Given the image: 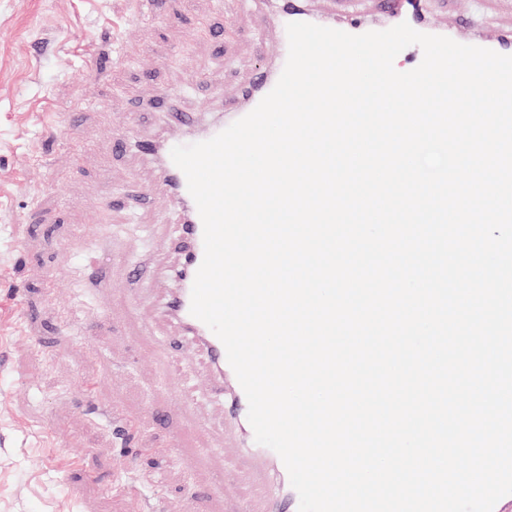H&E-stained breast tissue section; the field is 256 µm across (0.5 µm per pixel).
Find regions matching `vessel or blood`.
I'll list each match as a JSON object with an SVG mask.
<instances>
[{
    "label": "vessel or blood",
    "instance_id": "b4317fda",
    "mask_svg": "<svg viewBox=\"0 0 512 512\" xmlns=\"http://www.w3.org/2000/svg\"><path fill=\"white\" fill-rule=\"evenodd\" d=\"M385 13L390 25L408 23L413 29L432 33L433 28L422 18L421 0H383ZM315 17L306 8L303 0H288L285 9L280 10L273 18L279 40L277 55L279 59L288 56V37L286 26L292 22H314ZM278 74L259 72L253 83L247 88L246 96L251 105L258 103L275 87ZM168 100L162 104L165 124L170 128L190 127L196 124L195 112L180 107L176 99L177 92L167 94ZM162 179L169 189L172 199L180 212V228L174 240L184 256V264L178 272L183 286L165 305L166 312L172 316L186 333L198 339L205 352L208 362L214 370V388L223 391L225 377L233 376L226 350L220 339L198 318L190 312L191 290L196 273L204 258L203 224L197 206L187 188L185 174L173 163L171 157H164ZM253 465L243 471V479L260 483L271 506L266 512H276L273 503L280 498H287L290 512H298L299 496L292 487L287 469L280 456L272 449L255 448L250 452Z\"/></svg>",
    "mask_w": 512,
    "mask_h": 512
}]
</instances>
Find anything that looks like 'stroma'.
<instances>
[{"label":"stroma","instance_id":"35a3bbf8","mask_svg":"<svg viewBox=\"0 0 512 512\" xmlns=\"http://www.w3.org/2000/svg\"><path fill=\"white\" fill-rule=\"evenodd\" d=\"M279 3L161 0L152 12L142 0H0V512L259 503L260 489L217 481L250 439L226 437L201 349L155 346L180 333L160 307L181 263L161 162L113 154L111 140L183 137L152 111L169 89L219 118L276 67ZM426 16L495 37L512 30V0H427ZM86 43L99 53L90 67L73 52ZM46 97L58 118L32 112ZM133 180L153 190L146 210L103 208Z\"/></svg>","mask_w":512,"mask_h":512}]
</instances>
